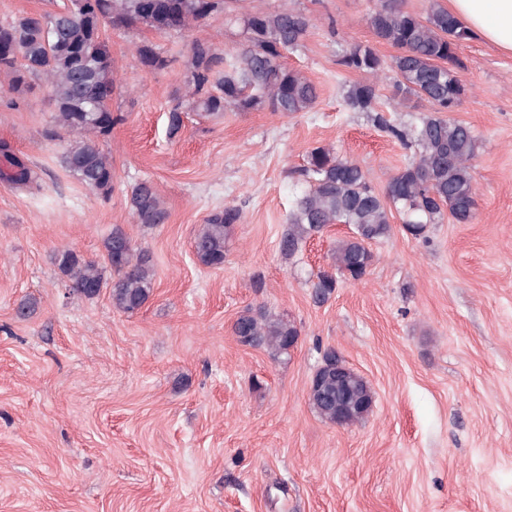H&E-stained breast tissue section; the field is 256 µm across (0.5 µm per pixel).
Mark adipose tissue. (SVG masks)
I'll return each mask as SVG.
<instances>
[{"instance_id": "ef3b65f1", "label": "adipose tissue", "mask_w": 512, "mask_h": 512, "mask_svg": "<svg viewBox=\"0 0 512 512\" xmlns=\"http://www.w3.org/2000/svg\"><path fill=\"white\" fill-rule=\"evenodd\" d=\"M448 9L473 34L512 53V0H448Z\"/></svg>"}]
</instances>
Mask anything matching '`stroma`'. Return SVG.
<instances>
[{
	"mask_svg": "<svg viewBox=\"0 0 512 512\" xmlns=\"http://www.w3.org/2000/svg\"><path fill=\"white\" fill-rule=\"evenodd\" d=\"M375 4L231 0L189 32L105 25L118 79V120L97 141L112 160L106 197L64 167L74 133L47 137L48 88L17 92L0 74V150L32 176L14 184L0 159V512H512V54L476 36L456 49L466 93L448 117L477 139L471 223L446 218L416 238L392 218L366 277L338 278L321 304L311 278L349 226L293 257L279 250L313 148L356 161L379 194L411 156L345 100L364 79L341 65L346 51L397 53L372 33ZM288 7L310 20L284 62L317 86L313 109L213 117L184 103L193 40L239 53L245 17ZM146 41L165 68L138 63ZM143 181L165 223L135 220ZM227 207L241 219L224 264L204 266L194 236ZM116 226L154 263L153 292L132 314L106 288L71 294L54 261L66 249L103 261ZM261 306L298 328L287 357L234 336ZM329 348L375 393L362 423L325 422L308 402Z\"/></svg>",
	"mask_w": 512,
	"mask_h": 512,
	"instance_id": "1",
	"label": "stroma"
}]
</instances>
